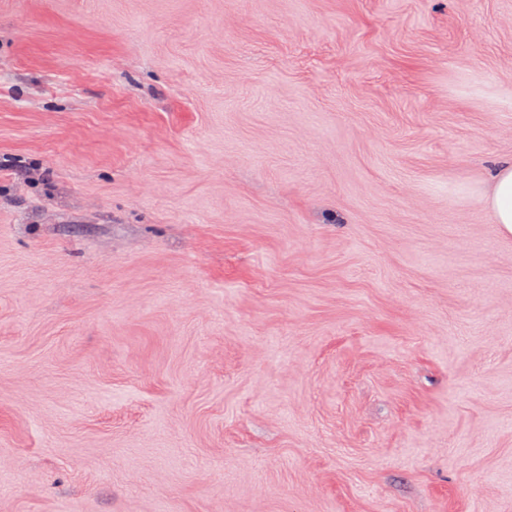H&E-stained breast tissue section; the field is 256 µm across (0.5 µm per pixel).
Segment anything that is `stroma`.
Returning a JSON list of instances; mask_svg holds the SVG:
<instances>
[{"mask_svg": "<svg viewBox=\"0 0 512 512\" xmlns=\"http://www.w3.org/2000/svg\"><path fill=\"white\" fill-rule=\"evenodd\" d=\"M512 0H0V512H512ZM500 232L512 236V161L501 163L486 189H475Z\"/></svg>", "mask_w": 512, "mask_h": 512, "instance_id": "1", "label": "stroma"}]
</instances>
